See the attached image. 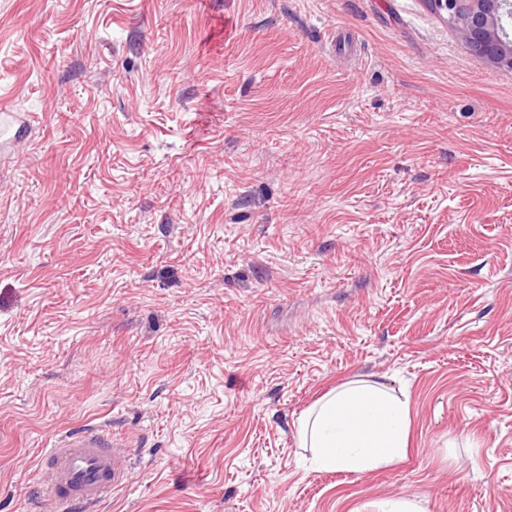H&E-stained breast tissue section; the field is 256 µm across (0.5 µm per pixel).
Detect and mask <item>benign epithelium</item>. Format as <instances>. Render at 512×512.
Returning a JSON list of instances; mask_svg holds the SVG:
<instances>
[{"mask_svg": "<svg viewBox=\"0 0 512 512\" xmlns=\"http://www.w3.org/2000/svg\"><path fill=\"white\" fill-rule=\"evenodd\" d=\"M469 50L495 67L512 69V0H430Z\"/></svg>", "mask_w": 512, "mask_h": 512, "instance_id": "benign-epithelium-1", "label": "benign epithelium"}]
</instances>
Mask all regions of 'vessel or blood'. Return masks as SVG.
Wrapping results in <instances>:
<instances>
[{
  "instance_id": "1",
  "label": "vessel or blood",
  "mask_w": 512,
  "mask_h": 512,
  "mask_svg": "<svg viewBox=\"0 0 512 512\" xmlns=\"http://www.w3.org/2000/svg\"><path fill=\"white\" fill-rule=\"evenodd\" d=\"M129 445L103 425L75 430L40 458L48 476L45 512H98L108 492L126 480Z\"/></svg>"
}]
</instances>
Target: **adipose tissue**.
<instances>
[{"instance_id":"ef3b65f1","label":"adipose tissue","mask_w":512,"mask_h":512,"mask_svg":"<svg viewBox=\"0 0 512 512\" xmlns=\"http://www.w3.org/2000/svg\"><path fill=\"white\" fill-rule=\"evenodd\" d=\"M298 428L313 470L364 473L405 459L409 401L378 381L359 379L316 402Z\"/></svg>"}]
</instances>
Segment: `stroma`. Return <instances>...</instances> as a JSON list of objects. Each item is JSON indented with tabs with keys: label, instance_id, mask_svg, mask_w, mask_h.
<instances>
[{
	"label": "stroma",
	"instance_id": "35a3bbf8",
	"mask_svg": "<svg viewBox=\"0 0 512 512\" xmlns=\"http://www.w3.org/2000/svg\"><path fill=\"white\" fill-rule=\"evenodd\" d=\"M0 512H512V70L427 0H0ZM371 378L410 450L314 472ZM359 379L321 398L298 424L314 471L364 473L406 458L409 399ZM130 445L112 436L104 425L71 431L58 448H47L40 458L48 476V512H96L108 492L122 486V461Z\"/></svg>",
	"mask_w": 512,
	"mask_h": 512
}]
</instances>
